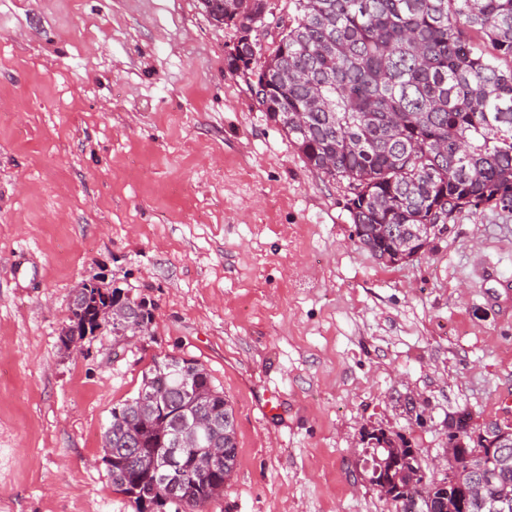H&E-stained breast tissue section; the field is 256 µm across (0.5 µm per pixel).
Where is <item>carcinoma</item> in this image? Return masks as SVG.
<instances>
[{
    "label": "carcinoma",
    "instance_id": "1",
    "mask_svg": "<svg viewBox=\"0 0 512 512\" xmlns=\"http://www.w3.org/2000/svg\"><path fill=\"white\" fill-rule=\"evenodd\" d=\"M288 32L261 60V48L240 40L229 68L251 71L268 88L266 118L288 137L311 170L345 180L349 212L362 247L386 264L403 261L411 245L384 242L392 228L406 234L436 224L437 237L465 209L491 205L512 211V0H293ZM265 0H213L210 18L244 32L263 12ZM224 19H219V15ZM483 34L486 54L469 32ZM86 322L88 334L109 326L105 315L74 296L70 322ZM165 357L143 375L137 396L112 408L103 453L116 491L135 512H158L167 504L202 512L224 492L237 461L233 409L219 392L211 400L189 393L198 384L214 390L197 362ZM161 385L158 403L144 395ZM221 407L219 448L228 464L200 475L184 458L176 489L155 479L153 452L165 450L180 421L202 409ZM468 448L489 462L484 492L469 512L512 505V447H491L473 435L470 417L451 420ZM370 469L399 477L396 496H431L433 512H459L454 490L440 482L409 486L420 468L407 445L390 438L363 448Z\"/></svg>",
    "mask_w": 512,
    "mask_h": 512
}]
</instances>
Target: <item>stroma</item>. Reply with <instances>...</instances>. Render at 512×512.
<instances>
[{"label":"stroma","mask_w":512,"mask_h":512,"mask_svg":"<svg viewBox=\"0 0 512 512\" xmlns=\"http://www.w3.org/2000/svg\"><path fill=\"white\" fill-rule=\"evenodd\" d=\"M237 37L200 0H0V512H134L103 433L166 355L235 414L203 512H397L362 476V428L436 481L450 415L512 423V212H463L382 264L346 182L228 68ZM88 281L146 301L148 329L66 350Z\"/></svg>","instance_id":"35a3bbf8"}]
</instances>
